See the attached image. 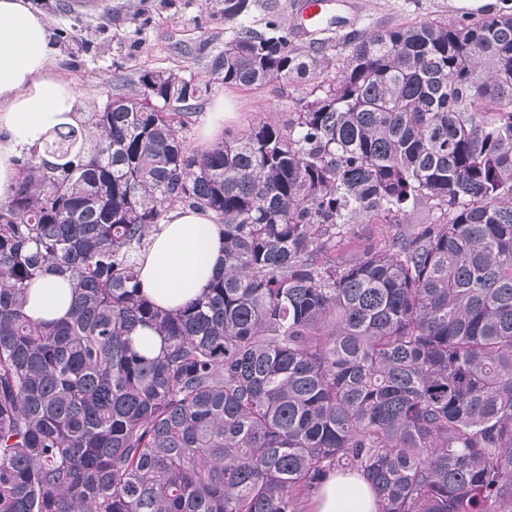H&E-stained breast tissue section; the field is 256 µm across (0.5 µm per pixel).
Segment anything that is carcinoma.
<instances>
[{"label": "carcinoma", "mask_w": 512, "mask_h": 512, "mask_svg": "<svg viewBox=\"0 0 512 512\" xmlns=\"http://www.w3.org/2000/svg\"><path fill=\"white\" fill-rule=\"evenodd\" d=\"M256 0L226 86L318 64ZM281 126L195 151L173 70L24 149L0 200V512H299L332 472L379 512H512V14L353 35ZM191 95H186L187 87ZM176 206L224 226V268L162 310L137 257ZM425 221L348 264L350 225ZM73 288L32 320L33 284ZM151 330L159 349L134 344ZM72 297L69 282L47 273L31 288L26 307L30 318L37 321H54L66 317Z\"/></svg>", "instance_id": "carcinoma-1"}]
</instances>
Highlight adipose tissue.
I'll return each instance as SVG.
<instances>
[{"label":"adipose tissue","mask_w":512,"mask_h":512,"mask_svg":"<svg viewBox=\"0 0 512 512\" xmlns=\"http://www.w3.org/2000/svg\"><path fill=\"white\" fill-rule=\"evenodd\" d=\"M56 51L47 19L30 0H0V200L19 179L16 159L53 126L67 122L75 93L51 69ZM223 227L211 212L178 206L153 228L139 258L146 297L175 310L202 295L224 265ZM72 288L48 273L30 291V318L66 317ZM371 483L359 473H331L313 496L311 512H378Z\"/></svg>","instance_id":"obj_1"}]
</instances>
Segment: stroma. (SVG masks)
I'll list each match as a JSON object with an SVG mask.
<instances>
[{
  "label": "stroma",
  "mask_w": 512,
  "mask_h": 512,
  "mask_svg": "<svg viewBox=\"0 0 512 512\" xmlns=\"http://www.w3.org/2000/svg\"><path fill=\"white\" fill-rule=\"evenodd\" d=\"M48 20L51 31L64 30L87 41L89 51L72 53L59 45L52 61L55 72L73 87L78 111L102 106L115 95L139 91L141 67L178 69L193 77L207 93L197 109L185 117L186 145L199 148V131L210 117L219 96L230 97L235 108L224 127L235 133L259 122L282 124L300 98L334 75L316 67L301 79L239 89L214 79L211 62L224 48L227 27L215 13V0H31ZM357 19L353 33L390 28L416 17L457 21L461 15L448 0H355ZM122 64L124 85L113 78Z\"/></svg>",
  "instance_id": "1"
}]
</instances>
